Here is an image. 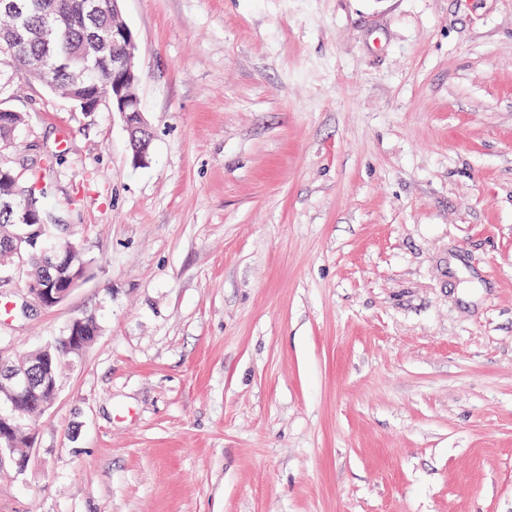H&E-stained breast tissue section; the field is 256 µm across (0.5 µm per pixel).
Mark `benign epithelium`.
<instances>
[{
    "label": "benign epithelium",
    "mask_w": 512,
    "mask_h": 512,
    "mask_svg": "<svg viewBox=\"0 0 512 512\" xmlns=\"http://www.w3.org/2000/svg\"><path fill=\"white\" fill-rule=\"evenodd\" d=\"M135 39L129 27L123 23L112 25L110 38L95 44L91 55L98 59L110 61L104 77V92L95 102L90 103L82 98H75V103L83 112H95L101 102L106 101L112 106V111L120 113L126 124L143 122V116L133 87L139 77L134 64ZM0 207L12 210L17 215L12 239L26 241L33 245H44L46 230L45 221L35 212L30 204V196L23 190L12 195L0 196ZM57 271L56 276H48L47 286L39 289L40 303L46 307L54 306L64 301L77 283L82 280L83 266H75L68 250L52 248ZM84 320L79 318L72 322L68 334L62 337L67 351L78 352L84 347L82 330ZM9 394V412H0V462L4 452L14 448L19 426L16 423L15 412L19 404L38 399L48 394L56 397L59 391V381L54 376L43 371L35 372L30 368H10L0 374V389Z\"/></svg>",
    "instance_id": "benign-epithelium-1"
}]
</instances>
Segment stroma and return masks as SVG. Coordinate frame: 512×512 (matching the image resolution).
<instances>
[{
    "mask_svg": "<svg viewBox=\"0 0 512 512\" xmlns=\"http://www.w3.org/2000/svg\"><path fill=\"white\" fill-rule=\"evenodd\" d=\"M120 5L146 164L0 70L88 262L0 353L98 326L0 512H512V0Z\"/></svg>",
    "mask_w": 512,
    "mask_h": 512,
    "instance_id": "1",
    "label": "stroma"
}]
</instances>
